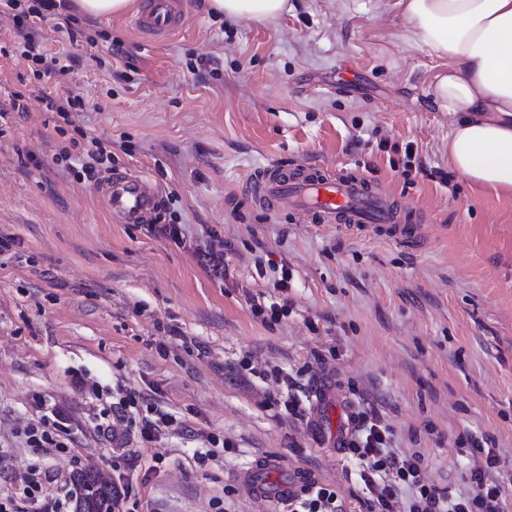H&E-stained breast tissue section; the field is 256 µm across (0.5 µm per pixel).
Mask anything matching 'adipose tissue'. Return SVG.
<instances>
[{
    "instance_id": "ef3b65f1",
    "label": "adipose tissue",
    "mask_w": 512,
    "mask_h": 512,
    "mask_svg": "<svg viewBox=\"0 0 512 512\" xmlns=\"http://www.w3.org/2000/svg\"><path fill=\"white\" fill-rule=\"evenodd\" d=\"M209 14L266 22L288 0H203ZM411 42L443 60L434 99L452 115L448 160L478 190L512 197V0H398Z\"/></svg>"
}]
</instances>
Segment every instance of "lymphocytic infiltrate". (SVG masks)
Segmentation results:
<instances>
[{"mask_svg":"<svg viewBox=\"0 0 512 512\" xmlns=\"http://www.w3.org/2000/svg\"><path fill=\"white\" fill-rule=\"evenodd\" d=\"M57 12L56 0H39L37 8L32 13L18 16L16 24L21 58L42 64L47 73L54 69L57 59L44 50L39 23ZM130 405L127 398L113 404V421L102 424V431L111 432L113 423L117 422L123 424L125 434L139 436L144 443H153L163 430L182 427L181 422L168 413L159 414L154 420L137 418L129 414ZM350 421L353 429L341 448L355 459L358 466L365 487L362 501L365 512H504V488L488 475L489 469L498 463L496 455H488L487 470L474 472V493L454 497L426 481L423 455L401 456L392 451L391 431L376 412H355ZM65 429L66 420L57 413L27 426L23 435L27 447L42 458L49 449H63L61 436ZM49 472V467L42 461L31 466L23 488L28 502L27 512H65L72 504V497L44 491L43 485L50 479ZM287 512H343L341 495L334 486L306 477L289 492Z\"/></svg>","mask_w":512,"mask_h":512,"instance_id":"f902f5d3","label":"lymphocytic infiltrate"}]
</instances>
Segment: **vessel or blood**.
Segmentation results:
<instances>
[{
  "mask_svg": "<svg viewBox=\"0 0 512 512\" xmlns=\"http://www.w3.org/2000/svg\"><path fill=\"white\" fill-rule=\"evenodd\" d=\"M183 0H145L132 24L143 35L168 37L183 26ZM256 202L272 210H288L320 224L373 231L401 243L415 237L416 227L404 209L376 180L359 172H343L275 163L252 180ZM114 214L125 223L139 224L153 212L158 189L148 179L116 173L103 186ZM254 498H286L294 483L282 461L269 458L241 477Z\"/></svg>",
  "mask_w": 512,
  "mask_h": 512,
  "instance_id": "vessel-or-blood-1",
  "label": "vessel or blood"
}]
</instances>
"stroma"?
Instances as JSON below:
<instances>
[{"label": "stroma", "instance_id": "stroma-1", "mask_svg": "<svg viewBox=\"0 0 512 512\" xmlns=\"http://www.w3.org/2000/svg\"><path fill=\"white\" fill-rule=\"evenodd\" d=\"M184 2L168 38L142 37L128 13L75 15L73 42L44 21L49 53L81 60L67 72L39 78L0 55V499L26 512L36 456L20 432L60 410L68 449L46 457L59 485L101 472L125 487L126 512H269L240 476L272 456L364 512L346 454L267 403L260 373L276 365L307 396L328 386L342 416L374 408L393 451L422 453L450 494L495 451L512 512V198L450 170V117L432 93L442 61L409 42L396 0H288L265 23ZM38 90L80 94L86 109L61 118ZM18 93L26 111L11 109ZM83 135L111 144L113 170L157 185L159 219L120 223L99 180L58 164ZM284 161L381 181L416 207L417 240L256 204L247 182ZM163 221L182 224L184 244ZM206 250L223 254V272ZM254 296L287 317L264 325ZM120 389L140 414L186 427L146 448L132 440L116 470L96 424ZM209 433L233 453L199 461Z\"/></svg>", "mask_w": 512, "mask_h": 512}]
</instances>
